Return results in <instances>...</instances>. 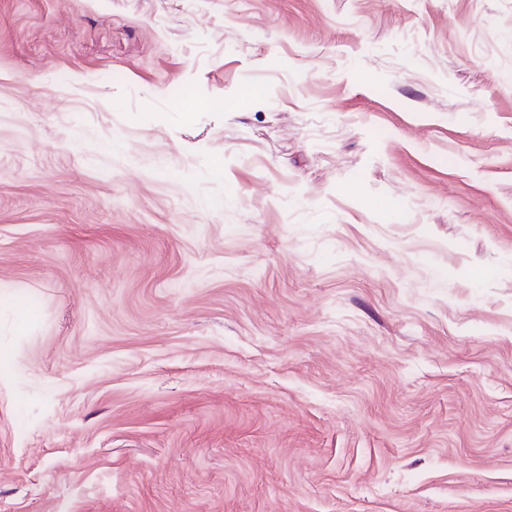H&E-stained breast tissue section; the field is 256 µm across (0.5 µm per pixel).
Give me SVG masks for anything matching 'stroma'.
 <instances>
[{
  "mask_svg": "<svg viewBox=\"0 0 512 512\" xmlns=\"http://www.w3.org/2000/svg\"><path fill=\"white\" fill-rule=\"evenodd\" d=\"M0 512H512V0H0Z\"/></svg>",
  "mask_w": 512,
  "mask_h": 512,
  "instance_id": "1",
  "label": "stroma"
}]
</instances>
